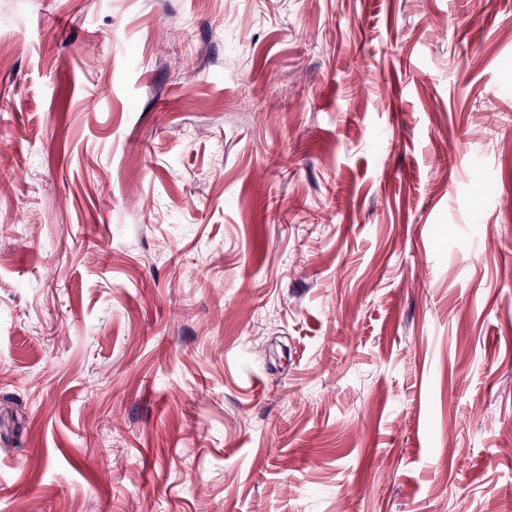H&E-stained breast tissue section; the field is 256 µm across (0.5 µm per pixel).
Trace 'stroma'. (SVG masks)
Masks as SVG:
<instances>
[{
    "instance_id": "1",
    "label": "stroma",
    "mask_w": 512,
    "mask_h": 512,
    "mask_svg": "<svg viewBox=\"0 0 512 512\" xmlns=\"http://www.w3.org/2000/svg\"><path fill=\"white\" fill-rule=\"evenodd\" d=\"M0 512H512V0H0Z\"/></svg>"
}]
</instances>
